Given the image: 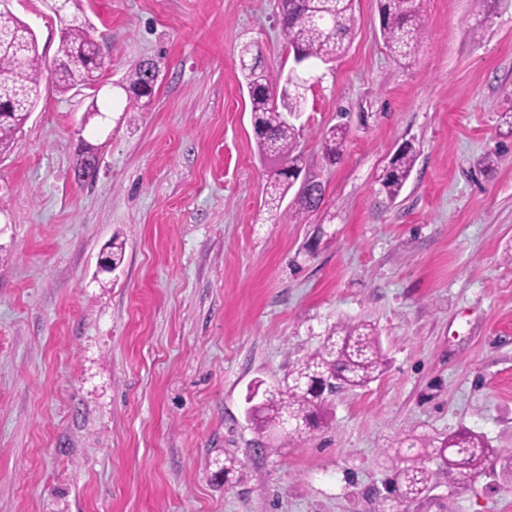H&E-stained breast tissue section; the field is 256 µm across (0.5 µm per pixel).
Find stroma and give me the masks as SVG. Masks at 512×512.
<instances>
[{
	"instance_id": "stroma-1",
	"label": "stroma",
	"mask_w": 512,
	"mask_h": 512,
	"mask_svg": "<svg viewBox=\"0 0 512 512\" xmlns=\"http://www.w3.org/2000/svg\"><path fill=\"white\" fill-rule=\"evenodd\" d=\"M44 57L41 97L0 158V512H512V485L434 476L409 508L386 486L423 438L465 427L512 450V0H423L411 58L377 0L308 77L303 223L267 211L242 44L288 74L279 0H83L97 90L49 77L60 24L12 0ZM157 61L148 109L117 84ZM107 124H82L91 103ZM345 123L329 164L323 131ZM98 172L74 175L80 141ZM416 149L396 200L378 176ZM125 243L119 272L102 250ZM373 323L385 366L324 404L297 442L246 416L343 321ZM235 457L224 482L218 461Z\"/></svg>"
}]
</instances>
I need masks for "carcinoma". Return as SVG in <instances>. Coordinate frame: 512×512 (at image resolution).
I'll return each instance as SVG.
<instances>
[{
    "label": "carcinoma",
    "instance_id": "obj_1",
    "mask_svg": "<svg viewBox=\"0 0 512 512\" xmlns=\"http://www.w3.org/2000/svg\"><path fill=\"white\" fill-rule=\"evenodd\" d=\"M382 35L386 48L405 59L423 34L421 0H378ZM354 0H280V24L288 38L295 61L327 64L336 60L354 35ZM48 8L59 17L60 40L53 59L54 87L60 94L90 89L97 83L105 60L101 45L94 38L92 26L81 0H47ZM241 67L246 85L251 88V114L258 154L271 169L265 205L276 220L303 221L322 203L321 184L314 186L318 195L294 189L296 175L302 173L299 149L303 127L285 120L284 112L303 111L306 80L295 76L287 80L292 88L281 99L269 92L280 86V78L269 73L253 45L241 46ZM160 66L154 61L141 62L128 70L122 83L126 95L142 106L150 105ZM42 82V55L33 30L10 9H0V156L12 152L16 134L34 111ZM346 127L335 125L322 135V148L331 163L339 160ZM416 150L410 143L401 146L389 170L380 178L379 192L395 200L408 180ZM77 177L83 181L96 173L91 156L79 155ZM296 190L287 207L283 201ZM384 364L379 334L366 322L345 321L336 326L322 346L299 362L288 375L282 389L264 398L253 420L261 432L280 428L291 438H300L318 424L325 401L316 392L322 376L336 378L343 389L363 388L375 381ZM425 459L399 468L389 493L405 505L425 495L434 471H443L457 486L474 483L486 473L487 462L500 455L482 434L463 429L442 438L424 441Z\"/></svg>",
    "mask_w": 512,
    "mask_h": 512
}]
</instances>
